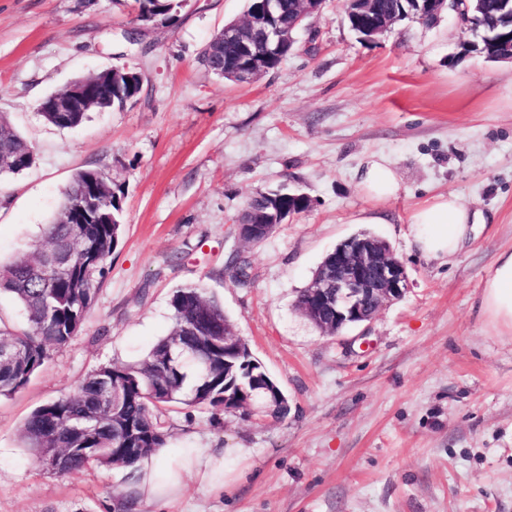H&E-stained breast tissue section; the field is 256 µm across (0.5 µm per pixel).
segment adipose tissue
Returning a JSON list of instances; mask_svg holds the SVG:
<instances>
[{"label": "adipose tissue", "instance_id": "adipose-tissue-1", "mask_svg": "<svg viewBox=\"0 0 512 512\" xmlns=\"http://www.w3.org/2000/svg\"><path fill=\"white\" fill-rule=\"evenodd\" d=\"M364 192L375 199L397 196L402 182L385 158L373 159L359 171ZM478 216L455 194H441L415 209L410 219L412 241L426 256L452 257L474 232ZM485 315L512 331V251L503 253L487 278L481 299ZM230 449L218 445L194 446L170 454L160 448L144 457L133 476L115 494L117 512H138L140 505H153L156 512H168L181 498L188 482L211 494H223L233 482L227 466Z\"/></svg>", "mask_w": 512, "mask_h": 512}]
</instances>
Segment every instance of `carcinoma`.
Segmentation results:
<instances>
[{"mask_svg":"<svg viewBox=\"0 0 512 512\" xmlns=\"http://www.w3.org/2000/svg\"><path fill=\"white\" fill-rule=\"evenodd\" d=\"M136 19L142 23L171 22L181 0H132ZM280 24L293 23L302 10L300 0H280ZM379 9L399 20L418 9L415 0H377ZM210 43L201 61L209 71L231 64L234 54L221 47L214 55ZM102 88L98 107L122 110L141 95L143 83L136 75L128 82L121 76ZM52 125L66 129L79 126L85 112H44ZM34 163L32 146L9 122L0 117V176L19 174ZM88 172L81 171L66 191L65 201L45 228L47 244L13 262L0 266V293L10 294L22 307L26 325L15 329L0 319V350L19 348L17 358L0 361V396H11L24 388L31 376L51 357V349L64 346L82 329L87 310L104 278L107 260L122 233V205L118 191L104 185L102 203L94 222L69 224L80 196L90 191ZM310 207L309 197L281 186L259 193L247 201L241 219H251L274 208L296 213ZM67 249L60 266H48L40 279L28 276V268L46 261L48 252ZM248 263L238 254L230 257L225 271L238 280L248 277ZM172 328L150 351L133 364H112L86 376L68 395L35 408L24 422L25 447L37 456L61 449L64 459L57 471L70 477L91 467H128L139 458L168 445L158 412L163 407L224 409V394H234L248 376L264 369L252 353L224 365V346L204 332L186 335V328L199 316H224V308L207 296L201 285L174 290L171 301ZM275 392L255 394L251 410L274 417L288 414V399L276 381Z\"/></svg>","mask_w":512,"mask_h":512,"instance_id":"cac0c4a2","label":"carcinoma"}]
</instances>
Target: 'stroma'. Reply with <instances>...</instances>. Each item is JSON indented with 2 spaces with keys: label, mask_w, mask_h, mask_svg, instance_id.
<instances>
[{
  "label": "stroma",
  "mask_w": 512,
  "mask_h": 512,
  "mask_svg": "<svg viewBox=\"0 0 512 512\" xmlns=\"http://www.w3.org/2000/svg\"><path fill=\"white\" fill-rule=\"evenodd\" d=\"M245 0H185L172 24H139L123 0H0V117L33 146L32 167L0 178V263L30 251L74 176L122 188L124 234L81 331L18 393L0 397V512H113L117 469L70 478L23 446L37 406L89 373L141 358L171 327L170 298L205 285L288 398L283 418L164 410L172 452L247 449L223 495L188 485L171 512H512V333L479 309L512 250V62L462 55L476 39L454 13L408 18L360 41L343 0H327L298 51L248 84L199 61ZM123 64L143 91L71 129L39 102ZM403 191L375 201L370 157ZM311 209L261 244L235 225L280 184ZM456 194L483 221L453 257L421 255L413 211ZM387 240L410 288L367 322L321 333L296 309L324 256L360 232ZM249 281L224 270L232 251ZM359 182L364 192L375 199L397 196L402 182L394 166L385 158L372 159L359 171Z\"/></svg>",
  "instance_id": "35a3bbf8"
}]
</instances>
